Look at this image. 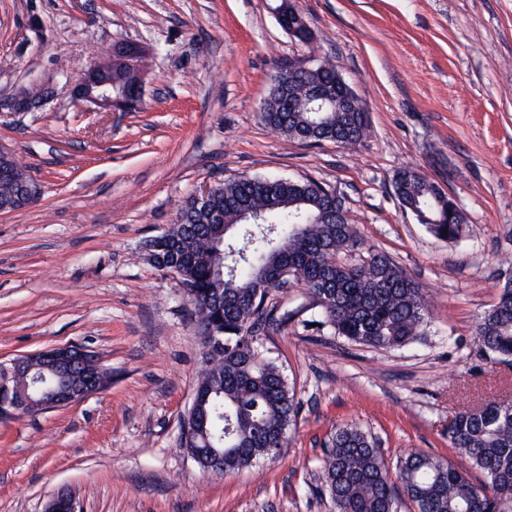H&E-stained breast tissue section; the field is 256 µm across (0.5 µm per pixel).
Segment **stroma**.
Listing matches in <instances>:
<instances>
[{"label":"stroma","mask_w":512,"mask_h":512,"mask_svg":"<svg viewBox=\"0 0 512 512\" xmlns=\"http://www.w3.org/2000/svg\"><path fill=\"white\" fill-rule=\"evenodd\" d=\"M283 0H0V149L38 188L0 215V366L57 346L112 372L81 402L0 420V512H44L68 489L78 512H332L320 464L358 426L389 464L411 452L462 464L448 421L468 391L512 398V369L479 352L476 325L512 275V0H293L320 52L365 104L361 144L302 143L266 128L269 75L303 58ZM150 53L143 107L103 109L72 88L106 47ZM47 98L27 112L34 83ZM438 183L466 225L458 244L406 212L402 169ZM312 179L343 197L363 248L426 288V336L379 350L304 330L262 337L300 403L288 445L233 473L181 445L201 345L176 278L146 240L204 185L239 176Z\"/></svg>","instance_id":"stroma-1"}]
</instances>
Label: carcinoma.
<instances>
[{"label": "carcinoma", "instance_id": "1", "mask_svg": "<svg viewBox=\"0 0 512 512\" xmlns=\"http://www.w3.org/2000/svg\"><path fill=\"white\" fill-rule=\"evenodd\" d=\"M136 55L137 68L112 73L118 89L137 92L148 58L138 46H112V54ZM282 72L270 76L259 112L261 123L292 140L307 138L345 145L369 133L365 112H346L336 67L328 57L312 71L302 60L288 61V97ZM321 88L335 107L319 111L309 93ZM400 205L437 238L456 242L465 233L448 195L413 169L393 180ZM259 216L245 223L244 213ZM224 224L239 229L236 242L224 243V279L213 275L217 261L211 231ZM187 251L181 285L192 306L201 340L197 386L209 393L194 419V434L182 445L205 470L215 471L212 455L223 457L224 472L242 470L261 458H275L288 442L299 405L281 366L264 356L257 337L288 326L296 312L275 294L302 288L319 308L309 325L330 327L363 346L395 349L425 334L432 303L428 292L386 254L370 252L355 261H331L350 254L360 241L336 191L318 182L240 177L217 182L204 203L191 196L172 225L149 240L152 264L166 271L168 247ZM481 355L512 366V280L477 325ZM452 447L485 473L474 485L450 462L410 452L391 472L375 438L356 426L336 430L321 459L318 493L334 512H397L403 490L417 512H512V402L489 400L473 413L465 406L448 425Z\"/></svg>", "mask_w": 512, "mask_h": 512}]
</instances>
